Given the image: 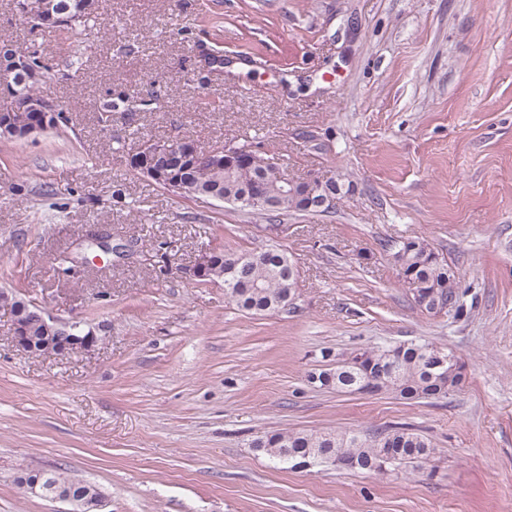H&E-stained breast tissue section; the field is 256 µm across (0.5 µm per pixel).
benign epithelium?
I'll return each instance as SVG.
<instances>
[{
    "label": "benign epithelium",
    "mask_w": 512,
    "mask_h": 512,
    "mask_svg": "<svg viewBox=\"0 0 512 512\" xmlns=\"http://www.w3.org/2000/svg\"><path fill=\"white\" fill-rule=\"evenodd\" d=\"M73 15L53 7L51 0L42 4L38 18L40 28H63L72 23ZM41 80L40 72L32 65L29 51L14 43H0V91L7 92L14 107L30 112H39L43 121L56 116L57 104L40 97L39 100L22 97L16 90L18 81L36 83ZM176 156L182 161L195 165L206 159L210 163L226 168L234 167L241 159L238 151L221 146L203 148L195 140L152 141L148 145L134 149L129 156L132 168L146 179H156L165 184L167 190L184 191L181 178L165 175L156 167L161 158ZM308 208L329 210L336 203V197L324 191L323 180L310 177L303 180ZM9 309L12 316L11 337L16 348L29 354L54 353L69 355L77 350L94 346L98 337L91 329H85L79 322H64L54 319L44 309L20 299L17 295L0 290V309ZM80 481L68 485V490L59 492L49 500L72 506V512H101L104 497L99 493L77 490Z\"/></svg>",
    "instance_id": "obj_1"
}]
</instances>
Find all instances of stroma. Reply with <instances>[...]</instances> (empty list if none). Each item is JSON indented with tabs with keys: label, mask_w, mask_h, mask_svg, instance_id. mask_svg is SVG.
<instances>
[{
	"label": "stroma",
	"mask_w": 512,
	"mask_h": 512,
	"mask_svg": "<svg viewBox=\"0 0 512 512\" xmlns=\"http://www.w3.org/2000/svg\"><path fill=\"white\" fill-rule=\"evenodd\" d=\"M14 3L0 39L63 72L35 90L72 121L0 139V289L98 341L29 355L0 309V512H63L20 483L42 468L96 485L103 512H512V0H102L72 38L78 67ZM154 82L158 101L102 122L106 94ZM175 136L336 180V204L268 219L199 203L117 150ZM97 228L131 254L87 248ZM407 238L459 273L466 315L414 306L382 249ZM210 245L285 250L294 309L244 311L200 283ZM63 252L86 262L58 272ZM410 340L455 351L463 385L430 402L308 381ZM391 424L432 440L427 469H293L255 446Z\"/></svg>",
	"instance_id": "1"
}]
</instances>
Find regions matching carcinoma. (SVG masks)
<instances>
[{"mask_svg": "<svg viewBox=\"0 0 512 512\" xmlns=\"http://www.w3.org/2000/svg\"><path fill=\"white\" fill-rule=\"evenodd\" d=\"M120 109L130 111L128 99L122 96L114 99L112 93H107L101 106L103 114L109 117ZM2 121L9 122L20 131L40 123L37 113L17 111H0ZM185 176L190 185L183 197L188 199L220 195L229 204L233 199L258 191L277 197L279 205L270 211L254 208L252 212L256 215L277 217L306 211L304 197L284 191L282 185L259 165L218 170L204 161L186 172ZM396 248L400 275L418 281V289L429 298L422 310L433 313L435 302L444 295L450 300L454 315L462 316L464 304L460 279L448 263L418 238L406 239L396 244ZM216 255L222 265L215 270L212 279L233 281L236 294L230 296V300L241 309L275 311L277 304L294 288L295 280L287 279L291 259L281 250L237 253L219 249ZM233 257H244L247 264L235 267L233 273L226 275L224 267ZM428 348L426 343L412 341L364 347L362 351L367 358L361 367H345L338 363L334 369L319 372L318 378L321 385L334 386L341 392L353 393L361 383L374 381L385 384V393L401 399H443L452 392L455 377L450 372L443 375L431 370ZM256 447L286 464L302 457L310 461L316 451L341 452L356 458L360 470L375 473H383L387 469L416 470L423 467L432 454L429 440L404 424L371 431L277 432L259 440Z\"/></svg>", "mask_w": 512, "mask_h": 512, "instance_id": "cac0c4a2", "label": "carcinoma"}]
</instances>
